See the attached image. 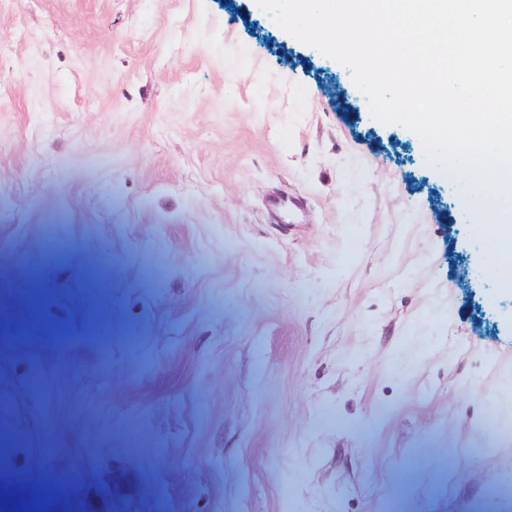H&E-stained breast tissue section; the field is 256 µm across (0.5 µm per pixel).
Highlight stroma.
Listing matches in <instances>:
<instances>
[{"mask_svg":"<svg viewBox=\"0 0 512 512\" xmlns=\"http://www.w3.org/2000/svg\"><path fill=\"white\" fill-rule=\"evenodd\" d=\"M481 221L255 0H0V268L71 337L0 417L81 468L56 512H512ZM51 271L45 267L30 265L21 268L13 275L6 277L12 285L13 298L21 308H27L30 290L37 284L46 282L50 278Z\"/></svg>","mask_w":512,"mask_h":512,"instance_id":"obj_1","label":"stroma"}]
</instances>
